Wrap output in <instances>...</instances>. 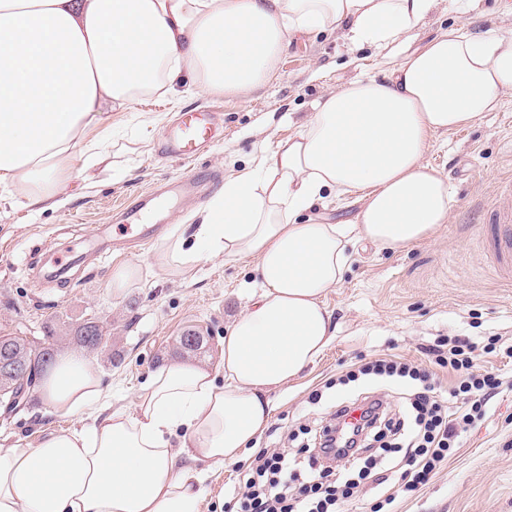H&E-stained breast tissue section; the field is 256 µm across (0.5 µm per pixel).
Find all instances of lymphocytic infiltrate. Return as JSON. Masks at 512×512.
<instances>
[{"label":"lymphocytic infiltrate","mask_w":512,"mask_h":512,"mask_svg":"<svg viewBox=\"0 0 512 512\" xmlns=\"http://www.w3.org/2000/svg\"><path fill=\"white\" fill-rule=\"evenodd\" d=\"M471 352L463 336L450 339L447 348L433 350L436 365L458 377L452 395L461 404L453 420L435 393L431 370L425 367L377 359L349 373L352 381L362 374L409 381L414 391L396 413L386 400H364L359 423L349 430L342 427L346 407H337L328 424L311 438V465L285 448L260 452L242 485L231 491L238 512H336L339 502L349 499L371 474L380 482L399 476L406 491L428 483L454 449L457 423L482 416L500 386L495 373L474 371Z\"/></svg>","instance_id":"obj_1"}]
</instances>
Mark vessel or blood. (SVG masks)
<instances>
[{
    "label": "vessel or blood",
    "instance_id": "b4317fda",
    "mask_svg": "<svg viewBox=\"0 0 512 512\" xmlns=\"http://www.w3.org/2000/svg\"><path fill=\"white\" fill-rule=\"evenodd\" d=\"M220 133L215 113L201 110L182 113L163 136L161 153L182 161L195 160L202 145ZM490 257L504 277L512 276V209L497 210L492 217Z\"/></svg>",
    "mask_w": 512,
    "mask_h": 512
}]
</instances>
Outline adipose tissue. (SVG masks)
I'll return each instance as SVG.
<instances>
[{"instance_id":"ef3b65f1","label":"adipose tissue","mask_w":512,"mask_h":512,"mask_svg":"<svg viewBox=\"0 0 512 512\" xmlns=\"http://www.w3.org/2000/svg\"><path fill=\"white\" fill-rule=\"evenodd\" d=\"M436 0H0V201L67 205L78 169L108 151L113 111L171 93L248 95L278 75L290 39L342 30L382 50ZM512 95V32L460 25L382 76L325 89L299 132L224 181L196 224L172 225L153 266L254 259L261 289L224 334L223 374L186 361L155 369L131 412L109 411L94 358L44 373L51 412L87 426L0 447V512H201L207 468L238 462L271 417L268 395L333 336L323 297L353 242L399 249L447 223L454 195L424 160L433 137L470 126ZM353 199V228L324 223L325 194ZM185 452L175 449V442ZM186 464H179L180 455Z\"/></svg>"}]
</instances>
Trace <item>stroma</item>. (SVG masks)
<instances>
[{
    "label": "stroma",
    "instance_id": "obj_1",
    "mask_svg": "<svg viewBox=\"0 0 512 512\" xmlns=\"http://www.w3.org/2000/svg\"><path fill=\"white\" fill-rule=\"evenodd\" d=\"M460 23L476 34L493 25L512 31V0H470L463 15L452 0H438L417 31L381 53L352 49L338 31L293 39L276 79L245 99L202 96L184 83L172 95L147 96L113 113L109 154L89 176L73 180L67 206L35 215L18 203L0 204V335L38 345L46 328H54L61 357L77 350L74 329L85 319L97 321L108 346L95 357L115 411H133L149 374L179 359L176 340L185 329L204 336L193 362L220 371L224 332L251 303L253 261L206 257L184 275L162 273L152 257L163 236L129 243L122 211L193 171L236 174L270 143L297 133L324 89L379 74ZM199 108L218 113L223 139L190 163L160 155L158 143L180 113ZM424 159L453 188L447 224L435 237L401 249L358 246L342 282L324 296L335 325L331 343L296 380L270 393L271 419L255 448L286 446L290 433L326 424L336 405L363 396L400 407V387L366 377L340 382L381 357L432 367L438 387L448 391L455 378L432 366L427 349L439 339L466 336L475 345L476 370L494 369L502 380L485 414L460 429L456 454L426 485L392 501L388 485L368 479L345 510L512 512V358L483 350L492 337L512 347V283L494 269L486 242L488 211L500 186L512 181V97L481 123L435 136ZM123 261L140 264L143 280L116 296L110 280ZM315 393L316 404L310 401ZM85 423L82 416L50 413L33 391L16 411H0V446H32Z\"/></svg>",
    "mask_w": 512,
    "mask_h": 512
}]
</instances>
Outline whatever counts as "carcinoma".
<instances>
[{
    "mask_svg": "<svg viewBox=\"0 0 512 512\" xmlns=\"http://www.w3.org/2000/svg\"><path fill=\"white\" fill-rule=\"evenodd\" d=\"M54 332H46L44 346L33 347L30 342L21 336H0V402L10 410L17 409L22 401L26 400L32 387L35 386L32 378H24L20 370L14 365L24 363H48L54 353L50 338ZM73 341L82 348L97 350L106 346L102 331L93 321H87L74 330ZM204 339L199 332L190 329L182 334L178 340L179 349L188 354H195L203 347Z\"/></svg>",
    "mask_w": 512,
    "mask_h": 512,
    "instance_id": "cac0c4a2",
    "label": "carcinoma"
}]
</instances>
